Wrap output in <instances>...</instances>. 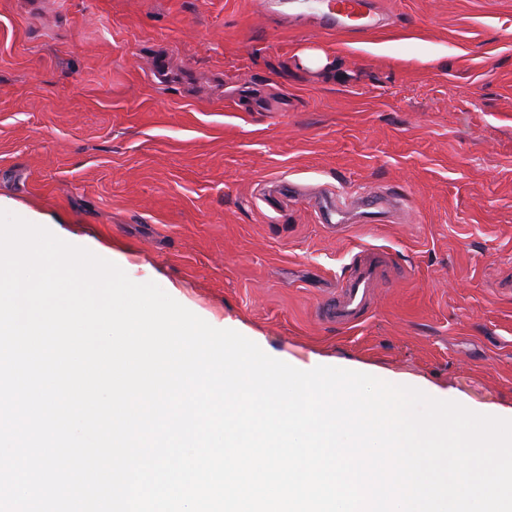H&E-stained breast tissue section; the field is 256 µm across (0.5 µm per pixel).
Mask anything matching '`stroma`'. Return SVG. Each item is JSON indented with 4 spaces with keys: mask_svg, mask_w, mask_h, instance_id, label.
Here are the masks:
<instances>
[{
    "mask_svg": "<svg viewBox=\"0 0 512 512\" xmlns=\"http://www.w3.org/2000/svg\"><path fill=\"white\" fill-rule=\"evenodd\" d=\"M0 0V209L294 367L512 416V0ZM325 66H317V59ZM400 193L338 228L336 191ZM364 320L319 316L356 257ZM318 20L321 33L335 29L367 33L382 25L385 16L378 5L365 0H321Z\"/></svg>",
    "mask_w": 512,
    "mask_h": 512,
    "instance_id": "obj_1",
    "label": "stroma"
}]
</instances>
